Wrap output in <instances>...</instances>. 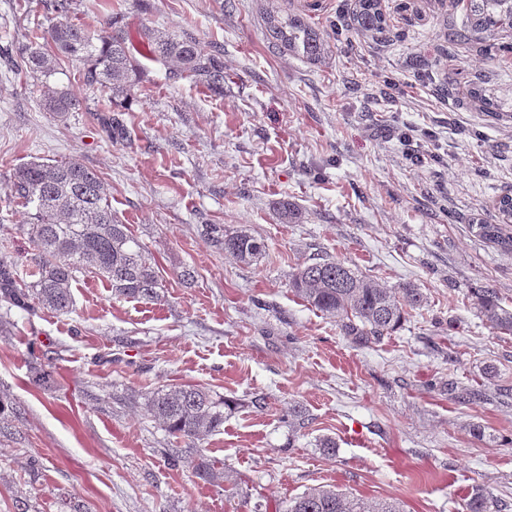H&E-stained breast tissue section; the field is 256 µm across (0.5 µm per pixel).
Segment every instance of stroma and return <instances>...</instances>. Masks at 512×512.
Instances as JSON below:
<instances>
[{
	"label": "stroma",
	"instance_id": "35a3bbf8",
	"mask_svg": "<svg viewBox=\"0 0 512 512\" xmlns=\"http://www.w3.org/2000/svg\"><path fill=\"white\" fill-rule=\"evenodd\" d=\"M308 15L330 46L312 65L273 49L262 0H75L73 19L100 34L122 12L144 93L113 139L107 94L67 57L49 80L0 57V259L27 278L33 247L12 177L36 160L75 159L102 177L113 213L146 246L166 300L113 297L79 277L72 313L12 310L0 334V512H278L307 488L333 485L405 512H465L484 488L512 512V335L472 308L491 288L512 309V253L482 239L512 194V31L495 47L449 41L465 0H381L387 31L337 28L348 0H278ZM46 0H0V48L46 33ZM189 35L221 49L224 92L169 78L143 32ZM482 85L506 112H486ZM83 106L67 120L41 106L44 86ZM432 130L436 160L413 165L402 138ZM302 214L282 223L273 204ZM212 224L247 228L266 255L225 257ZM346 259L390 288L426 296L401 327L361 347L298 299L289 276L313 255ZM190 279H183V270ZM53 373L45 388L39 370ZM200 384L236 402L200 448L224 464L214 486L192 473L191 448L142 401ZM477 390L460 401L449 387ZM266 399L264 410L251 405ZM300 407L301 418L289 416ZM336 441L323 455L319 439Z\"/></svg>",
	"mask_w": 512,
	"mask_h": 512
}]
</instances>
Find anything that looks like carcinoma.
Returning a JSON list of instances; mask_svg holds the SVG:
<instances>
[{"label":"carcinoma","mask_w":512,"mask_h":512,"mask_svg":"<svg viewBox=\"0 0 512 512\" xmlns=\"http://www.w3.org/2000/svg\"><path fill=\"white\" fill-rule=\"evenodd\" d=\"M56 22L47 36L31 35L17 55L16 69L48 78L57 56L82 63L83 84L111 92L116 107L135 94L141 65L126 46L124 17H110L105 30L94 38L71 20L73 0H51ZM267 38L283 52L320 64L328 57V44L302 12L282 11L275 0H264L261 12ZM380 0H355L351 19L356 34H380L385 29ZM512 27V0H467L465 21L456 36L478 34L491 40ZM149 53L172 65L176 79H190L214 93H224V61L220 51H202L190 37L144 32ZM471 97L488 110L503 109V102L479 86ZM42 105L59 119L80 108L66 90L45 87ZM15 198L28 208L29 223L21 230L33 244L34 281L17 275V263L0 261V302L6 311L19 308L34 313L48 309L63 316L73 311L72 284L82 273H92L109 284L118 298L158 303L165 299L164 277L145 254L141 241L128 225L112 214L104 183L76 160L46 163L30 161L13 173ZM501 224L482 221L479 234L512 250V196L497 202ZM212 241L224 255L250 264L265 253L264 242L248 230L210 228ZM294 294L315 310L336 319L343 335L358 346L375 343L395 332L408 310L424 304L418 288H388L339 259L317 256L292 274ZM469 302L493 328L512 334V310L505 308L491 288H476ZM149 414L169 435L191 445L224 430V420L235 409L233 401L202 385L159 387L144 397ZM195 475L209 484L224 481V468L205 454L192 461ZM503 504L477 488L465 503V512H502ZM283 512H405L397 499L368 501L334 486H318L285 502Z\"/></svg>","instance_id":"1"}]
</instances>
